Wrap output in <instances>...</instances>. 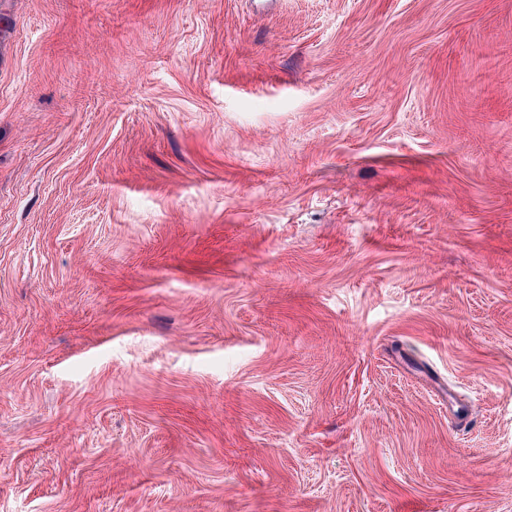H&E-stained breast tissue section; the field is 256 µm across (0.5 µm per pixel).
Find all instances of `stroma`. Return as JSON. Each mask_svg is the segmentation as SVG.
<instances>
[{"instance_id": "1", "label": "stroma", "mask_w": 512, "mask_h": 512, "mask_svg": "<svg viewBox=\"0 0 512 512\" xmlns=\"http://www.w3.org/2000/svg\"><path fill=\"white\" fill-rule=\"evenodd\" d=\"M0 512H512V0H0Z\"/></svg>"}]
</instances>
